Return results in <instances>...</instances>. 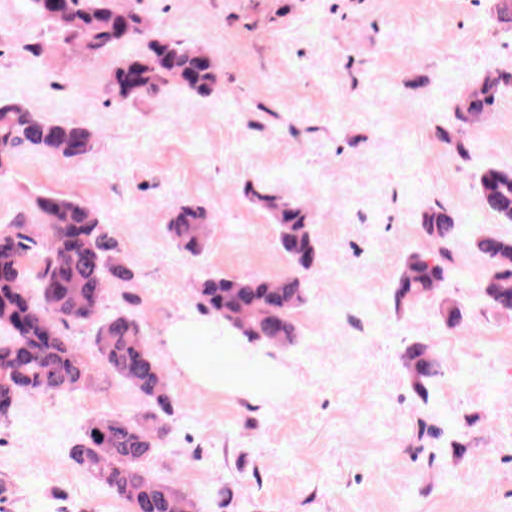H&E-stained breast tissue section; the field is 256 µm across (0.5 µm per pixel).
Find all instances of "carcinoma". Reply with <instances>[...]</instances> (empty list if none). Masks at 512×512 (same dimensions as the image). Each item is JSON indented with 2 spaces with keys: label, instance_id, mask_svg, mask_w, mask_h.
<instances>
[{
  "label": "carcinoma",
  "instance_id": "carcinoma-1",
  "mask_svg": "<svg viewBox=\"0 0 512 512\" xmlns=\"http://www.w3.org/2000/svg\"><path fill=\"white\" fill-rule=\"evenodd\" d=\"M28 2L63 41L88 58L146 34L139 0H129L119 9L111 0H66L62 9L54 11L44 8V0ZM171 77L200 96L212 94L216 86L213 62L204 51L160 37L148 41L142 55L113 65L107 91L118 99L159 96ZM509 85L512 70L496 69L471 90L457 112L458 129L448 132V145L465 154L459 135L494 111L502 89ZM21 145L77 157L91 152L93 140L90 131L79 124L46 123L19 102H0V165ZM478 185L481 205L512 223V170L489 167L478 176ZM242 195L266 209L278 224V246L291 271L276 280L211 275L194 283V292L207 313L224 320L248 343L286 348L298 336L290 311L305 301L301 273L317 264V242L308 212L299 203L252 184L243 186ZM37 207L49 232L40 273L42 305L33 302L21 269V256L34 243L29 228L16 223L12 230L0 232V324L12 332L0 344V418L9 416L21 391H74L86 385L85 365L68 341L57 335L46 313L86 320L97 312L107 281L128 285L135 278L113 252L112 241L87 204L44 195L37 198ZM206 219L202 208L180 204L174 207L166 230L180 250L197 256L204 249ZM422 229L446 254L459 225L451 211L439 207L424 214ZM476 248L491 264L481 285L486 300L496 308L512 310V238L486 235L476 241ZM447 279L446 265L412 254L395 282L394 298H419L442 287ZM438 315L449 329L464 328V312L457 303H441ZM97 345L112 373L143 395L149 424L118 419L89 422L84 438L75 446V462L137 510L196 512L193 501L173 483L155 481L139 467L166 432V418L173 408L168 385L139 324L132 314L119 310L100 327ZM400 361L414 393L426 398L430 385L442 376L441 362L420 342L406 346Z\"/></svg>",
  "mask_w": 512,
  "mask_h": 512
}]
</instances>
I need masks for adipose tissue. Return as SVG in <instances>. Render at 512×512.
<instances>
[{
    "label": "adipose tissue",
    "instance_id": "ef3b65f1",
    "mask_svg": "<svg viewBox=\"0 0 512 512\" xmlns=\"http://www.w3.org/2000/svg\"><path fill=\"white\" fill-rule=\"evenodd\" d=\"M186 319L173 323L166 334L170 358L203 389L247 399L282 393L288 389V372L265 353L243 348L236 333L208 329Z\"/></svg>",
    "mask_w": 512,
    "mask_h": 512
}]
</instances>
